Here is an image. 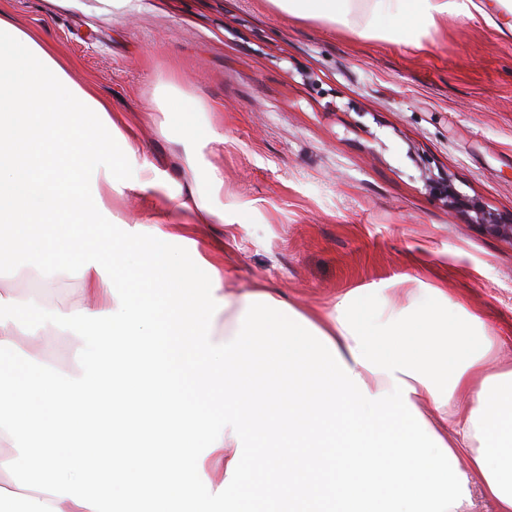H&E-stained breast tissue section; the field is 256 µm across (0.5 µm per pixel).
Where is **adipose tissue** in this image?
Returning a JSON list of instances; mask_svg holds the SVG:
<instances>
[{"instance_id":"ef3b65f1","label":"adipose tissue","mask_w":512,"mask_h":512,"mask_svg":"<svg viewBox=\"0 0 512 512\" xmlns=\"http://www.w3.org/2000/svg\"><path fill=\"white\" fill-rule=\"evenodd\" d=\"M274 2L393 40L448 16L512 34V0ZM219 138L207 123L177 139L191 178L153 232L180 247L156 255L106 199L126 171L154 187L166 176L120 113L0 17V222L54 226L47 256L0 233V275L34 291L75 280L106 302L0 295V348L39 343L0 376V442L21 476L0 504L194 512L211 496L222 512H469L477 486L512 512V364L488 370L497 338L444 288L406 289L400 305L358 288L323 316L259 285L224 292L223 242L196 237L232 221L204 153ZM77 200L80 222L109 233L76 231ZM68 336L85 353L71 373L56 357Z\"/></svg>"}]
</instances>
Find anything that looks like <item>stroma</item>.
<instances>
[{"label":"stroma","mask_w":512,"mask_h":512,"mask_svg":"<svg viewBox=\"0 0 512 512\" xmlns=\"http://www.w3.org/2000/svg\"><path fill=\"white\" fill-rule=\"evenodd\" d=\"M0 16L123 113L176 183L182 127L155 101L175 79L206 104L234 218L209 227L233 261L225 291L265 282L328 311L356 288L402 300L413 277L447 289L512 361V244L426 184L450 177L512 220L511 37L479 17L440 20L419 44L362 37L272 0H0ZM143 179L125 174L112 213L163 223Z\"/></svg>","instance_id":"stroma-1"}]
</instances>
